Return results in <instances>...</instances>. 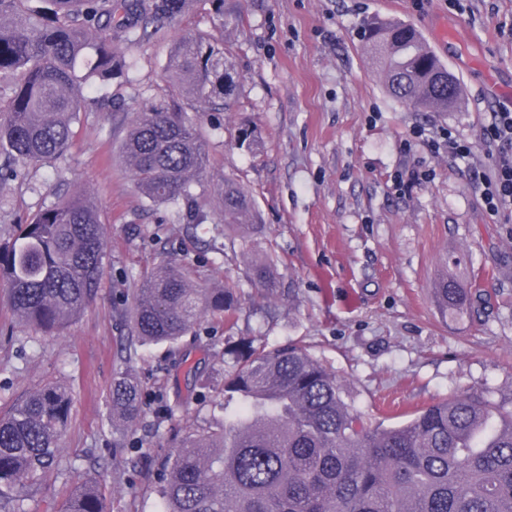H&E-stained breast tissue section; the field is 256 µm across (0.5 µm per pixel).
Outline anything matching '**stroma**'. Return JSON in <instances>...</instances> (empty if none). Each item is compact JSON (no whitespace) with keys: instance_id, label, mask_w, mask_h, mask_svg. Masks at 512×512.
I'll list each match as a JSON object with an SVG mask.
<instances>
[{"instance_id":"obj_1","label":"stroma","mask_w":512,"mask_h":512,"mask_svg":"<svg viewBox=\"0 0 512 512\" xmlns=\"http://www.w3.org/2000/svg\"><path fill=\"white\" fill-rule=\"evenodd\" d=\"M373 17L419 31L461 83L456 110L414 112L386 93L359 44ZM185 32L223 40L238 84L231 110L199 114L221 124L203 187H247L258 235L171 223L120 157L142 103L165 96L161 70ZM114 47L127 66L80 114L66 158L0 182V243L81 196L107 244L97 299L55 335L18 320L0 281V413L44 380L73 397L61 466L33 489L28 512H61L87 478L108 512H162L164 465L209 421L234 366L227 349L242 342L306 345L358 410L387 425L460 391L512 401V214L488 212L476 189L494 164L483 128L491 113L512 112V0H196L176 23ZM443 128L472 142L469 158L450 156ZM269 251L280 258L271 293L244 265ZM186 255L196 285L238 283L231 323L209 316L177 343H141L127 295L154 265ZM444 276L467 291V311L439 305L433 285ZM119 372L139 383L132 423L112 415Z\"/></svg>"}]
</instances>
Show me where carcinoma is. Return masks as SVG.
Masks as SVG:
<instances>
[{
    "mask_svg": "<svg viewBox=\"0 0 512 512\" xmlns=\"http://www.w3.org/2000/svg\"><path fill=\"white\" fill-rule=\"evenodd\" d=\"M192 0H0V179L56 160L71 146L93 93L126 66L113 45L140 39L138 21L160 31ZM363 48L388 94L417 112L457 108L460 83L411 25L363 27ZM233 66L203 33L181 37L163 66L168 98L135 113L120 147L141 195L174 208V222L208 219L195 185L210 137L179 108L231 106ZM224 223L260 231L249 193L226 179L214 193ZM106 248L99 213L74 196L52 205L0 244V278L26 324L51 334L81 315L101 288ZM277 259L253 263L250 279L277 287ZM162 264L132 293V332L174 343L205 316L231 321L237 284L199 288ZM443 308L466 306L452 278L434 288ZM138 384L112 381V410L138 418ZM73 401L61 384H38L0 416V512H27L28 493L57 466ZM223 416L186 435L157 487L163 512H512V408L463 391L403 422L372 425L346 401L336 373L299 343L247 349L224 375ZM63 512H105L96 482L74 485Z\"/></svg>",
    "mask_w": 512,
    "mask_h": 512,
    "instance_id": "1",
    "label": "carcinoma"
}]
</instances>
